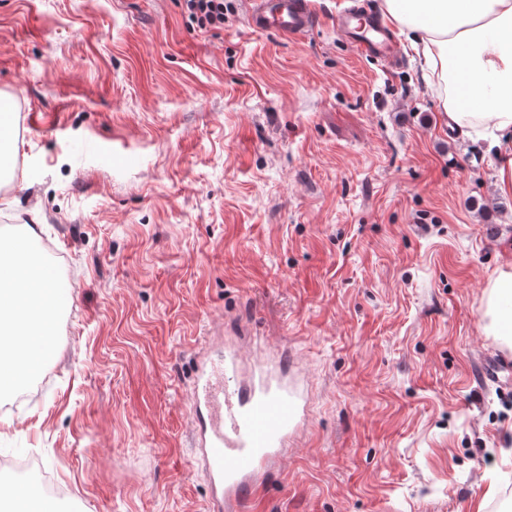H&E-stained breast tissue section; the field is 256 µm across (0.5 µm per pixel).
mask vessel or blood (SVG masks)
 <instances>
[{
    "instance_id": "1",
    "label": "vessel or blood",
    "mask_w": 512,
    "mask_h": 512,
    "mask_svg": "<svg viewBox=\"0 0 512 512\" xmlns=\"http://www.w3.org/2000/svg\"><path fill=\"white\" fill-rule=\"evenodd\" d=\"M250 2L254 31L297 39L316 25L312 0ZM337 27L359 56L395 62V40L371 10L351 7L338 18ZM238 365L236 352L228 350L219 364L196 367L190 413L199 426L212 512H243L263 492L265 471L280 466L307 411L308 397L297 380L261 367L243 382Z\"/></svg>"
}]
</instances>
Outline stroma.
<instances>
[{
  "label": "stroma",
  "mask_w": 512,
  "mask_h": 512,
  "mask_svg": "<svg viewBox=\"0 0 512 512\" xmlns=\"http://www.w3.org/2000/svg\"><path fill=\"white\" fill-rule=\"evenodd\" d=\"M225 2L202 30L181 0H0V241L36 223L69 288L57 356L0 397V461L24 448L83 512H207L196 363L283 344L308 415L261 512H503L494 150L449 130L412 50L354 53L352 0H315L299 40Z\"/></svg>",
  "instance_id": "1"
}]
</instances>
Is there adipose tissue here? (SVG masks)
<instances>
[{
  "instance_id": "ef3b65f1",
  "label": "adipose tissue",
  "mask_w": 512,
  "mask_h": 512,
  "mask_svg": "<svg viewBox=\"0 0 512 512\" xmlns=\"http://www.w3.org/2000/svg\"><path fill=\"white\" fill-rule=\"evenodd\" d=\"M381 12L423 60L426 80L465 139L491 140L512 193V0H382ZM34 229L0 247V391L19 390L54 353L58 277ZM486 329L512 344V271L489 282Z\"/></svg>"
}]
</instances>
